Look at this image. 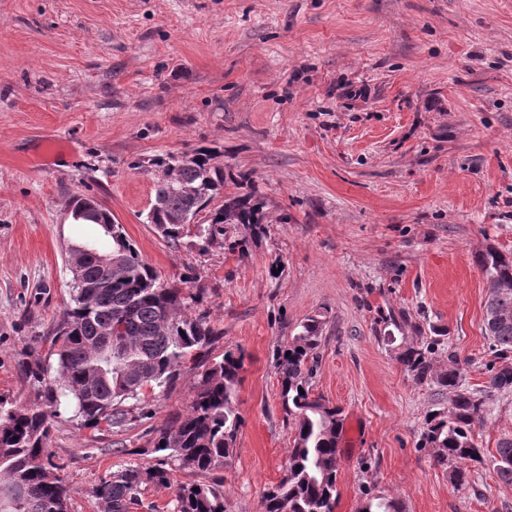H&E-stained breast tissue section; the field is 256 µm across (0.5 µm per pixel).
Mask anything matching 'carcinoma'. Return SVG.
I'll return each mask as SVG.
<instances>
[{
	"mask_svg": "<svg viewBox=\"0 0 512 512\" xmlns=\"http://www.w3.org/2000/svg\"><path fill=\"white\" fill-rule=\"evenodd\" d=\"M216 158V150L200 147L153 161L160 177L147 223L173 243L192 227L203 246L217 244L245 257L250 242L266 234L265 203L247 175L225 171ZM230 183L237 191L225 196ZM220 196L222 204L212 206ZM83 204L81 194L70 200L73 221L98 226L102 236L68 248V256L82 259L81 278L53 330L48 358L25 367L37 396L30 403L0 402V512H70L67 488L47 448L64 401L74 406L85 428H120L128 422L125 404L140 402L144 390L164 394L185 370L195 374L187 408L157 430L153 462L129 464L95 488L104 512H133L141 505L142 488L169 485L176 469L198 475L226 467L242 426L233 402L243 353L227 350L219 359L210 358L218 331L205 313H190L199 302L191 292L192 278L160 282L123 226L112 221V213L104 209L89 218ZM200 215L204 220L192 226L175 222L177 216ZM104 255L112 257V267L103 263ZM476 264L488 285L485 331L504 361L489 386L512 391V318L489 321L493 310L512 308V257L489 248ZM321 338L322 322L311 317L277 353L281 403L286 417L294 420L295 435L284 476L264 493L265 512H334L336 507L344 419L341 408L312 396L309 384ZM437 353L448 357V370L436 376L450 398L448 410L425 418L423 440L436 464L450 467L449 481L456 489L468 482L469 466L487 462L502 481L512 483V439L502 440L492 456L480 447L474 427L486 401L462 387L457 355L445 335L406 343L398 361L422 382L433 376L432 355ZM365 496L361 512H402L393 498ZM172 512H226L221 482L179 485Z\"/></svg>",
	"mask_w": 512,
	"mask_h": 512,
	"instance_id": "cac0c4a2",
	"label": "carcinoma"
}]
</instances>
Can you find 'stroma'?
Masks as SVG:
<instances>
[{
  "label": "stroma",
  "instance_id": "35a3bbf8",
  "mask_svg": "<svg viewBox=\"0 0 512 512\" xmlns=\"http://www.w3.org/2000/svg\"><path fill=\"white\" fill-rule=\"evenodd\" d=\"M215 147L266 201L248 257L167 242L145 221L154 159ZM97 197L160 280L185 274L220 337L242 351L240 428L218 470L227 512H264L294 429L278 346L321 317L313 395L341 406L335 512L365 490L403 512H512V484L472 467L453 488L426 416L448 392L418 382L382 340L448 331L464 388L485 391L499 359L483 331L475 258L512 255V0H0V401L26 403L22 365L45 355L70 300L66 251L97 234L72 194ZM195 378L146 393L151 414L83 428L62 410L48 443L70 512H101L92 489L184 409ZM475 427L487 452L512 439V392Z\"/></svg>",
  "mask_w": 512,
  "mask_h": 512
}]
</instances>
